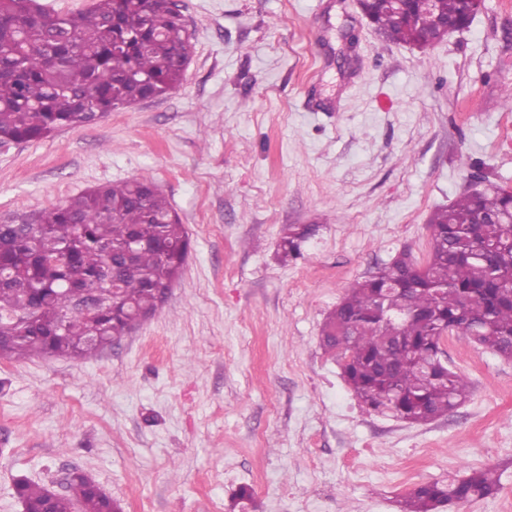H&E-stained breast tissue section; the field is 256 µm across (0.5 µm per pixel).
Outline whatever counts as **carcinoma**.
<instances>
[{"label":"carcinoma","mask_w":512,"mask_h":512,"mask_svg":"<svg viewBox=\"0 0 512 512\" xmlns=\"http://www.w3.org/2000/svg\"><path fill=\"white\" fill-rule=\"evenodd\" d=\"M463 0H412L397 21L374 6V23L392 42L427 48L445 39L436 17H455ZM193 53L175 0H92L60 14L36 0H0V143L79 129L112 111L164 96L181 83ZM430 251H403L354 283L328 315L321 345L336 355L360 403L411 424L441 418L466 401L469 378L442 360V340L462 335L512 359V195L492 185L466 193L430 217ZM312 228L283 230L281 258L300 255ZM135 236L131 256L120 249ZM189 237L147 179L99 186L42 210L32 222L0 224V357L84 359L87 345L119 341L129 323L153 315L183 267ZM95 299V315L76 311ZM56 512H100L84 474L66 477ZM494 467L446 484L422 483L402 512H441L496 495ZM15 494L30 512L48 497L20 479Z\"/></svg>","instance_id":"carcinoma-1"}]
</instances>
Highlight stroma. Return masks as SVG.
<instances>
[{
	"label": "stroma",
	"mask_w": 512,
	"mask_h": 512,
	"mask_svg": "<svg viewBox=\"0 0 512 512\" xmlns=\"http://www.w3.org/2000/svg\"><path fill=\"white\" fill-rule=\"evenodd\" d=\"M178 4V90L0 144V224L144 178L190 237L162 307L118 343L0 357V512H22L16 478L61 494L75 469L121 512H400L415 486L494 465L497 495L442 512H512V362L449 337L472 393L411 425L362 405L320 345L351 283L426 259L436 208L512 190V0L427 51L384 41L355 0ZM290 224L315 231L284 263Z\"/></svg>",
	"instance_id": "obj_1"
}]
</instances>
